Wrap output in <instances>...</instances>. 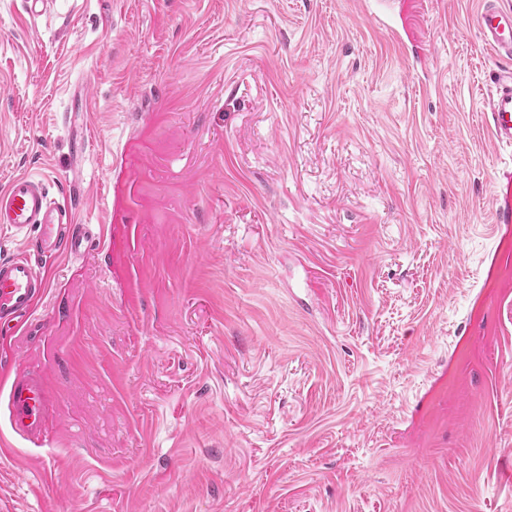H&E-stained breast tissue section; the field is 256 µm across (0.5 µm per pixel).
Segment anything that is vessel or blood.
Masks as SVG:
<instances>
[{"label":"vessel or blood","mask_w":512,"mask_h":512,"mask_svg":"<svg viewBox=\"0 0 512 512\" xmlns=\"http://www.w3.org/2000/svg\"><path fill=\"white\" fill-rule=\"evenodd\" d=\"M476 25L495 55L512 61V7L500 5L499 0H483ZM488 108L493 138L511 145L512 68L498 74ZM0 226L31 247L30 252L0 259V335L11 336L47 291L46 263L60 257L84 258L92 248L105 247L106 240L102 230L78 223L71 203L54 199L42 180L27 174L13 177L0 188ZM53 406L52 392L41 375L33 373L9 381L6 408L15 435L40 438Z\"/></svg>","instance_id":"b4317fda"}]
</instances>
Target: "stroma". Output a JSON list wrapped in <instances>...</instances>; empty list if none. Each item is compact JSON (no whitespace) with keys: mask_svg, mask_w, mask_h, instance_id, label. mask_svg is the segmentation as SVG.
Here are the masks:
<instances>
[{"mask_svg":"<svg viewBox=\"0 0 512 512\" xmlns=\"http://www.w3.org/2000/svg\"><path fill=\"white\" fill-rule=\"evenodd\" d=\"M477 7L0 0V188L81 166L110 243L0 337L56 398L0 512H512Z\"/></svg>","mask_w":512,"mask_h":512,"instance_id":"stroma-1","label":"stroma"}]
</instances>
